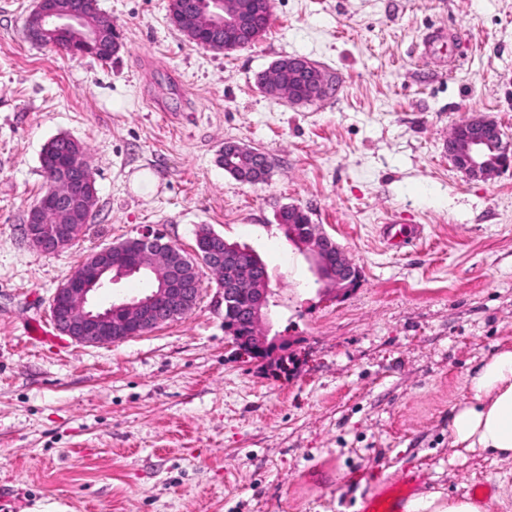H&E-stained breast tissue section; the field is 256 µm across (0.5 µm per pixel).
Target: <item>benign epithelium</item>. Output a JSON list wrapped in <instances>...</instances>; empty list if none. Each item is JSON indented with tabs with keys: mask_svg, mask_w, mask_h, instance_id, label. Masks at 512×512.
<instances>
[{
	"mask_svg": "<svg viewBox=\"0 0 512 512\" xmlns=\"http://www.w3.org/2000/svg\"><path fill=\"white\" fill-rule=\"evenodd\" d=\"M189 13L204 18L206 28L224 30V48L230 53L259 41L261 29L272 15L273 0H253L251 10H243L238 0H190ZM31 15L36 17L27 36L43 45L52 38L79 32L81 37L71 46L75 55H105L97 28L87 26L82 0H36ZM288 70L307 78L309 100L331 95L320 67L305 57L294 58ZM261 88L268 94L297 102L292 88L273 66L265 73ZM453 165L470 178L488 179L512 168V145L504 142L498 123L487 117L475 116L455 123L446 143ZM81 145L74 141L70 154L52 159L61 180L45 192L39 202L27 211L24 238L44 253H57L72 248L82 237L86 223L94 216L88 208L79 224H45L47 212L60 213L80 199L96 201V180L86 164H76ZM294 243L312 262L318 280L325 287L343 296L352 291L360 280L357 266L341 247L331 248V238L319 232L293 236ZM205 255L204 267L220 278L224 292V310L232 309L238 300H248L240 319L255 328L250 336L231 337L236 354L246 361H259L272 353L276 340L268 338L263 326L269 311L268 281L259 278L246 264L225 267V258L233 246L212 238L201 244ZM113 246L108 245L85 255L67 278L55 289L49 300V311L56 328L73 341L85 345L112 343L145 334L168 320L186 315L194 307L200 289V279L190 280L184 274L185 258L180 248L164 242L160 234L144 230L129 239L127 251L138 256L140 268L151 271L158 288L137 298L112 302L107 307L92 304L94 294L112 282Z\"/></svg>",
	"mask_w": 512,
	"mask_h": 512,
	"instance_id": "obj_1",
	"label": "benign epithelium"
}]
</instances>
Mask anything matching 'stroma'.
<instances>
[{
    "label": "stroma",
    "instance_id": "1",
    "mask_svg": "<svg viewBox=\"0 0 512 512\" xmlns=\"http://www.w3.org/2000/svg\"><path fill=\"white\" fill-rule=\"evenodd\" d=\"M34 0H0V496L18 512H358L407 472L416 495L491 483L512 512V463L452 447L468 377L512 347V168L457 170L446 142L473 115L512 142V0H274L255 44L189 42L168 0H97L111 59L31 43ZM286 56L318 63L334 95L293 104L256 76ZM86 148L96 216L73 248L27 244L40 156ZM275 161L245 183L226 143ZM295 205L361 271L339 297L277 222ZM419 240L388 244L389 220ZM210 226L249 245L272 290L283 367L245 362L224 334L218 277L197 305L101 345H33L49 299L82 257L145 228L193 252Z\"/></svg>",
    "mask_w": 512,
    "mask_h": 512
}]
</instances>
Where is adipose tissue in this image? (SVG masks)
<instances>
[{
    "label": "adipose tissue",
    "mask_w": 512,
    "mask_h": 512,
    "mask_svg": "<svg viewBox=\"0 0 512 512\" xmlns=\"http://www.w3.org/2000/svg\"><path fill=\"white\" fill-rule=\"evenodd\" d=\"M469 388L471 399L455 408L448 425L452 444L512 459V350L502 349L477 366Z\"/></svg>",
    "instance_id": "ef3b65f1"
}]
</instances>
